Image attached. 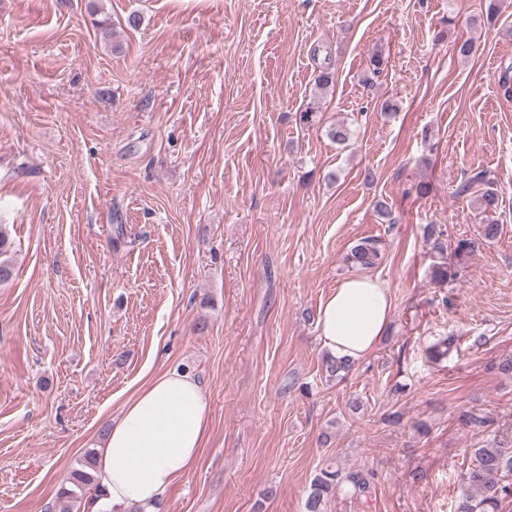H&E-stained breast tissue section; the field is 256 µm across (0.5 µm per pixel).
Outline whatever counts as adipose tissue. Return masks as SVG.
Returning <instances> with one entry per match:
<instances>
[{"label":"adipose tissue","mask_w":512,"mask_h":512,"mask_svg":"<svg viewBox=\"0 0 512 512\" xmlns=\"http://www.w3.org/2000/svg\"><path fill=\"white\" fill-rule=\"evenodd\" d=\"M392 313L386 281L346 277L319 306L321 344L336 358L363 360L386 335ZM208 427L205 395L192 373L174 367L153 376L95 442L96 479L104 496L94 512L123 505L153 512L168 488L194 468Z\"/></svg>","instance_id":"obj_1"}]
</instances>
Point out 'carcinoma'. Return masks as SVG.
<instances>
[{
  "label": "carcinoma",
  "mask_w": 512,
  "mask_h": 512,
  "mask_svg": "<svg viewBox=\"0 0 512 512\" xmlns=\"http://www.w3.org/2000/svg\"><path fill=\"white\" fill-rule=\"evenodd\" d=\"M335 82V73L330 66L322 67L317 75L315 85L318 93L325 94ZM492 184L490 173L486 170L474 172L457 186L455 193L464 195L477 185ZM502 227L491 220L480 226V232L473 238H463L457 242L454 250L455 261H448L447 246L442 241L444 231L430 224L427 236L432 239V249L438 255V261L432 266L433 279L444 284L455 280L456 263L463 258L477 253L484 242L501 234ZM11 242L5 229L0 227V282L8 280L13 273L10 259ZM383 258L381 240L374 237L361 239L356 244L347 260L363 269H370ZM458 350L457 339L445 336L428 348V358L437 362L448 358ZM352 363L338 360L326 353L321 359V371L326 378L333 379L347 373ZM97 450L88 448L73 468L68 477L69 486L60 490L59 497L63 500L61 512H73L81 508L88 490L96 486L94 470L96 467ZM373 475L360 470L343 472L330 466L320 469L309 486L304 501V512H324L330 496L343 487H348L352 495L364 496L371 492ZM464 489L458 496L454 512H503V504L512 500V442L493 440L492 442L471 451V463L463 474Z\"/></svg>",
  "instance_id": "1"
}]
</instances>
